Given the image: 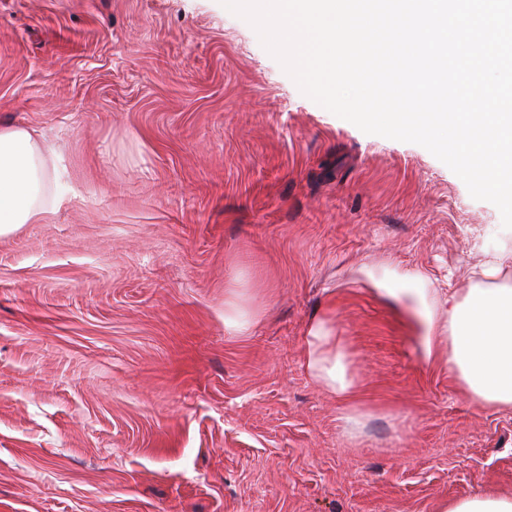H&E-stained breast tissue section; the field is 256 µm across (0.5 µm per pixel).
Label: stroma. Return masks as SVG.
<instances>
[{
	"label": "stroma",
	"instance_id": "stroma-1",
	"mask_svg": "<svg viewBox=\"0 0 512 512\" xmlns=\"http://www.w3.org/2000/svg\"><path fill=\"white\" fill-rule=\"evenodd\" d=\"M0 125L56 147L62 198L0 237V512L512 495V410L409 319L512 231L427 149L316 104L220 0H0ZM318 317L349 403L306 368Z\"/></svg>",
	"mask_w": 512,
	"mask_h": 512
}]
</instances>
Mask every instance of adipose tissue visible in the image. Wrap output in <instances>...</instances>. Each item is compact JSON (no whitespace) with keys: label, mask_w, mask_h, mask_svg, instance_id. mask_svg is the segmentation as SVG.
Instances as JSON below:
<instances>
[{"label":"adipose tissue","mask_w":512,"mask_h":512,"mask_svg":"<svg viewBox=\"0 0 512 512\" xmlns=\"http://www.w3.org/2000/svg\"><path fill=\"white\" fill-rule=\"evenodd\" d=\"M59 157L32 129L0 126V237L56 211ZM477 283L449 289L441 311L419 305L423 354L444 361L471 403L512 410V252L489 256ZM306 368L330 394L348 399L354 383L336 329L324 318L307 331Z\"/></svg>","instance_id":"ef3b65f1"}]
</instances>
